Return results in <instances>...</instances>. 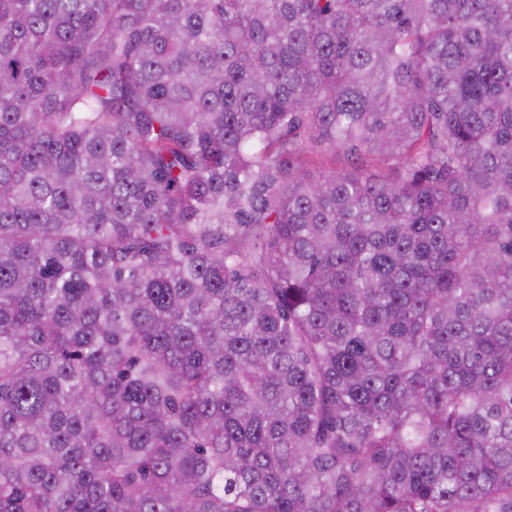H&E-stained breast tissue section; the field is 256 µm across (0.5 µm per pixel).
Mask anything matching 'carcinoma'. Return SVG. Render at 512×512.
<instances>
[{"label": "carcinoma", "instance_id": "cac0c4a2", "mask_svg": "<svg viewBox=\"0 0 512 512\" xmlns=\"http://www.w3.org/2000/svg\"><path fill=\"white\" fill-rule=\"evenodd\" d=\"M0 512H512V0H0Z\"/></svg>", "mask_w": 512, "mask_h": 512}]
</instances>
